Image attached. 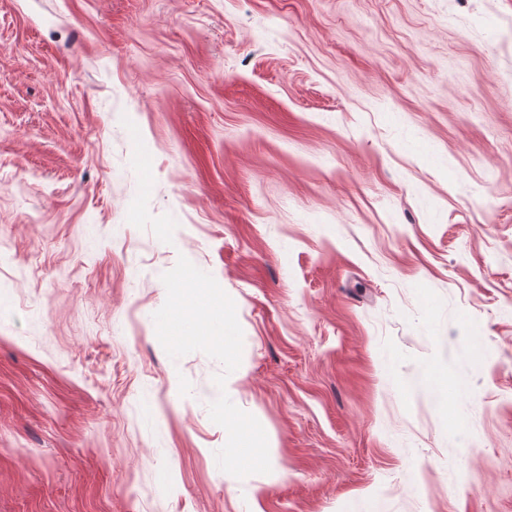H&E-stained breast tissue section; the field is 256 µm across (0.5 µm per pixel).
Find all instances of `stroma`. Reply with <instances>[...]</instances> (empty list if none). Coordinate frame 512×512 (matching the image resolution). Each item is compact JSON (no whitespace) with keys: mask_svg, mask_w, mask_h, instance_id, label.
Returning <instances> with one entry per match:
<instances>
[{"mask_svg":"<svg viewBox=\"0 0 512 512\" xmlns=\"http://www.w3.org/2000/svg\"><path fill=\"white\" fill-rule=\"evenodd\" d=\"M0 512H512V0H0Z\"/></svg>","mask_w":512,"mask_h":512,"instance_id":"obj_1","label":"stroma"}]
</instances>
